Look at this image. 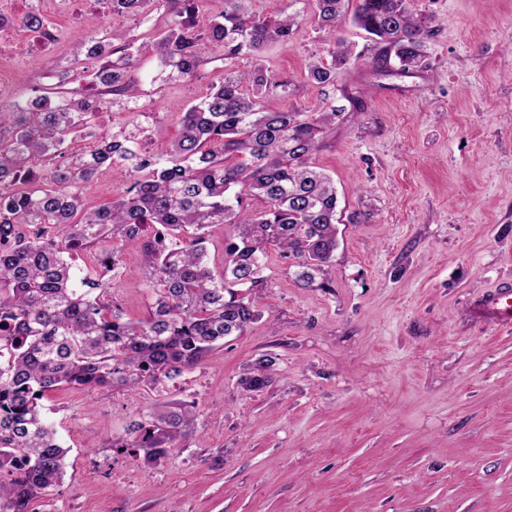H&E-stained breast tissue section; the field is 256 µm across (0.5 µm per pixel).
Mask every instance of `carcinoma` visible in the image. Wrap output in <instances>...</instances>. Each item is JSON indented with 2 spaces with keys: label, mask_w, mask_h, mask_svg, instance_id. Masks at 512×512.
I'll list each match as a JSON object with an SVG mask.
<instances>
[{
  "label": "carcinoma",
  "mask_w": 512,
  "mask_h": 512,
  "mask_svg": "<svg viewBox=\"0 0 512 512\" xmlns=\"http://www.w3.org/2000/svg\"><path fill=\"white\" fill-rule=\"evenodd\" d=\"M351 1L353 22L384 45L375 72L386 73L392 57L405 72L427 68L426 43L437 29L412 0H312L319 27L335 31ZM171 2L105 0L112 12L134 17ZM251 2L224 0L206 27L178 11L167 31L139 45L82 39L75 57L100 62L94 103L90 87L64 81L54 104L44 95L0 106V512H34L31 504L62 482L67 449L46 420L48 393L136 390L192 371L225 338L262 318L257 299L271 249L288 260L299 287H326L338 246L337 196L313 156L345 108L330 105L313 120L293 105L265 108L269 96L288 98L291 80L271 74L260 53L290 39L299 15L289 11L296 0L275 4L269 17L254 13ZM47 23L28 5L22 29L35 33ZM217 51L224 78L184 112L175 141L142 153L130 144L144 127L97 130L100 105L126 109L142 97L139 57H157L166 79L186 81ZM243 54L255 56L248 70L235 66ZM330 56L308 66L321 87L335 85L336 67L351 62L352 49L337 41ZM79 133L97 139L92 154L68 153ZM127 174L132 182L119 199L85 203L82 184ZM254 198L264 203L255 214L248 210ZM211 224L234 228L219 279L207 262ZM129 241L141 244L154 294L148 316L137 321L114 304L106 278ZM91 248L97 267L75 268L72 254ZM273 366L271 357L258 359L241 378L244 390L270 386ZM196 414L193 402L167 405L131 422L112 447L157 463L192 431Z\"/></svg>",
  "instance_id": "1"
}]
</instances>
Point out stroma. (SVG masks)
Listing matches in <instances>:
<instances>
[{
	"mask_svg": "<svg viewBox=\"0 0 512 512\" xmlns=\"http://www.w3.org/2000/svg\"><path fill=\"white\" fill-rule=\"evenodd\" d=\"M62 38L0 53V85L26 101L53 91L89 35L92 13L41 0ZM299 28L266 46V67L288 75L291 104L316 117L326 102L364 110L337 120L315 161L334 179L343 215L325 288L299 287L269 254L261 320L225 339L164 393L59 389L47 417L68 448L63 484L38 512H512V331L472 318L468 303L512 283V0H414L437 35L428 69L375 76L381 51L352 21L319 28L296 0ZM169 12L113 17L123 36L166 30ZM353 46L330 92L307 64L333 40ZM156 57L138 62L149 139L171 141L179 119L224 75L212 57L198 78H159ZM138 243L123 248L112 290L126 318L153 302ZM275 357L273 383L243 391L245 368ZM197 406L194 430L166 462L121 454L113 439L161 402Z\"/></svg>",
	"mask_w": 512,
	"mask_h": 512,
	"instance_id": "35a3bbf8",
	"label": "stroma"
}]
</instances>
